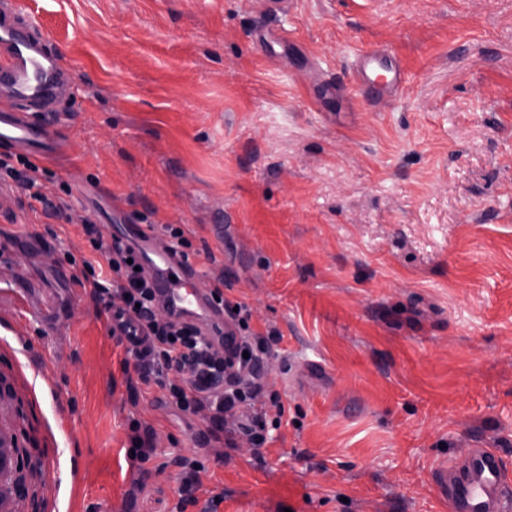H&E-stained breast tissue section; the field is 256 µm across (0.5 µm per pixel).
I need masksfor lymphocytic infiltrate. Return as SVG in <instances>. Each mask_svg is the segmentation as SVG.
Segmentation results:
<instances>
[{
	"mask_svg": "<svg viewBox=\"0 0 512 512\" xmlns=\"http://www.w3.org/2000/svg\"><path fill=\"white\" fill-rule=\"evenodd\" d=\"M91 247L105 262L97 271L93 261L83 263L86 282L102 305L103 314L112 315L119 328L138 331L141 340L126 349L145 387L164 390L168 401L179 411L206 412L208 432L219 437L227 419H235L239 432L250 435L255 446L266 442L265 415L247 411L248 399L266 387L264 359L281 340L277 330L259 334L249 328L246 308H234L224 301V281L216 279L211 297L222 305L241 337L233 356H225L195 325L160 314L154 303L151 280L136 270L137 254L121 239H107L97 225L84 227ZM181 468L179 499L175 512L202 504V512H217L221 495L200 502L202 464L189 456L178 461Z\"/></svg>",
	"mask_w": 512,
	"mask_h": 512,
	"instance_id": "obj_1",
	"label": "lymphocytic infiltrate"
}]
</instances>
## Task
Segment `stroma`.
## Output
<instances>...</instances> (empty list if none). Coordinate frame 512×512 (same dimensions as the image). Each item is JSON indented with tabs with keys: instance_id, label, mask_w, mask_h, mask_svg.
<instances>
[{
	"instance_id": "35a3bbf8",
	"label": "stroma",
	"mask_w": 512,
	"mask_h": 512,
	"mask_svg": "<svg viewBox=\"0 0 512 512\" xmlns=\"http://www.w3.org/2000/svg\"><path fill=\"white\" fill-rule=\"evenodd\" d=\"M20 2L81 90L37 188L62 216L0 188L8 512H172L191 449L217 512H442L436 471L469 448L512 477V0ZM372 49L406 78L375 107ZM144 220L181 225L215 256L190 260L204 284L281 334L263 447L204 440L123 369L82 226ZM138 430L139 425L137 424L134 429L135 434L130 437L131 448H128V453L131 458L146 462L153 456L155 448H151L150 445V430L148 428L144 429V437L140 435ZM131 450H134V453H131Z\"/></svg>"
}]
</instances>
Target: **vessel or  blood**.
I'll use <instances>...</instances> for the list:
<instances>
[{"instance_id": "b4317fda", "label": "vessel or blood", "mask_w": 512, "mask_h": 512, "mask_svg": "<svg viewBox=\"0 0 512 512\" xmlns=\"http://www.w3.org/2000/svg\"><path fill=\"white\" fill-rule=\"evenodd\" d=\"M357 74L378 102L399 87L382 51L359 55ZM76 87L74 70L51 45L34 17L16 0H0V143L24 153L54 158L64 150L57 131L31 118L34 109H53L61 95ZM144 264L151 274L157 305L181 320L200 324L216 346L231 350L239 337L208 290L197 287L198 275L179 255L160 247L146 226L135 225ZM507 483L500 457L490 448L467 449L456 475L440 473L438 496L449 512H512L504 493Z\"/></svg>"}]
</instances>
